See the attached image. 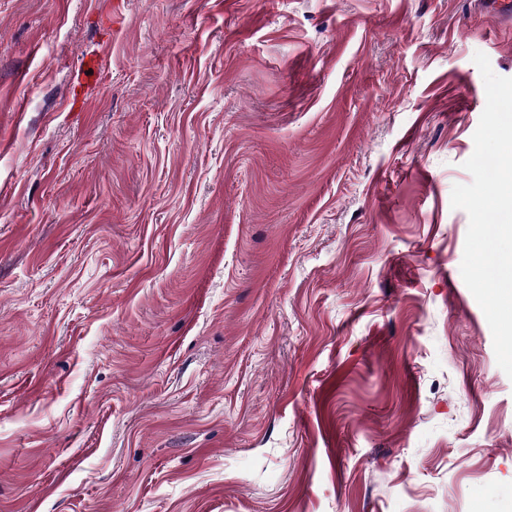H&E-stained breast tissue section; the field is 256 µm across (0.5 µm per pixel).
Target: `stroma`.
<instances>
[{
	"mask_svg": "<svg viewBox=\"0 0 512 512\" xmlns=\"http://www.w3.org/2000/svg\"><path fill=\"white\" fill-rule=\"evenodd\" d=\"M101 12L0 0V512H512L451 206L512 29L475 0Z\"/></svg>",
	"mask_w": 512,
	"mask_h": 512,
	"instance_id": "stroma-1",
	"label": "stroma"
}]
</instances>
